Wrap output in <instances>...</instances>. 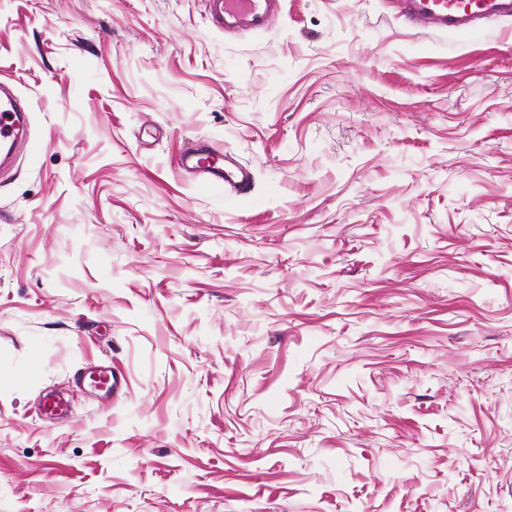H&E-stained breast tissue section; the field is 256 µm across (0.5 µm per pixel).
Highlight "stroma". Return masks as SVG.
<instances>
[{
  "mask_svg": "<svg viewBox=\"0 0 512 512\" xmlns=\"http://www.w3.org/2000/svg\"><path fill=\"white\" fill-rule=\"evenodd\" d=\"M398 2L0 0V512H512V16ZM208 16L217 28L268 30L278 19L280 0H206ZM402 15L415 28L448 35L474 34L475 22L512 14L511 0H401ZM29 108L12 92L4 91L0 82V138L3 141L15 139L22 127L23 119ZM192 163L203 169L209 178V183H228L236 179L238 190L242 194L248 193V177L245 173L234 175L224 162V154L208 146H197L189 153Z\"/></svg>",
  "mask_w": 512,
  "mask_h": 512,
  "instance_id": "stroma-1",
  "label": "stroma"
}]
</instances>
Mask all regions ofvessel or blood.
Masks as SVG:
<instances>
[{
	"label": "vessel or blood",
	"mask_w": 512,
	"mask_h": 512,
	"mask_svg": "<svg viewBox=\"0 0 512 512\" xmlns=\"http://www.w3.org/2000/svg\"><path fill=\"white\" fill-rule=\"evenodd\" d=\"M208 16L217 28L270 29L280 15V0H206ZM404 18L415 28L450 35L475 33L478 20L512 14V0H401ZM28 110L12 92L0 88V139H15ZM192 163L203 169L211 183L236 182L246 192L247 175H233L223 153L207 146L193 148Z\"/></svg>",
	"instance_id": "1"
}]
</instances>
